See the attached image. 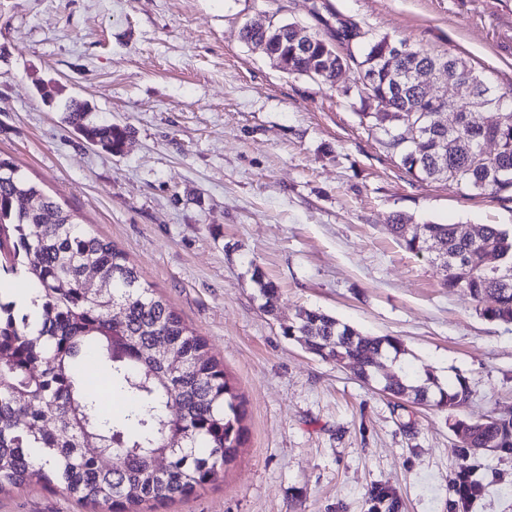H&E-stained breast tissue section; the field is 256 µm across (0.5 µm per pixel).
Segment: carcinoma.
<instances>
[{
  "mask_svg": "<svg viewBox=\"0 0 512 512\" xmlns=\"http://www.w3.org/2000/svg\"><path fill=\"white\" fill-rule=\"evenodd\" d=\"M297 23H276L264 32L245 26V42L266 41L284 71L336 83L352 65L362 84L360 121L398 149L406 171L421 181H446L479 192L512 190V104L502 101L495 119L474 127L469 113L448 110V100L425 96L406 81L393 91L394 73L445 64L471 82L477 93L471 107L483 105V79L452 55L422 50L395 64L384 51L395 39L371 36L352 24L338 38L353 42L358 54L342 58L334 44L317 34L295 40ZM333 59L336 68L324 64ZM456 117L448 142V166H440L443 132L436 128L407 147L394 132L426 113ZM67 123L87 132L103 149L118 154L125 129L92 119L85 102L65 106ZM492 140L493 154L479 144ZM12 173L0 179V273L24 278L33 291L34 310L19 312L14 301H0V493L32 482L58 485L80 502L108 512H145L186 498L215 482L237 457L245 441L243 402L222 367L155 289L141 281L127 256L78 222L29 181L10 158L0 156ZM393 233L419 256L430 242L448 253L441 284L461 288L480 303L489 321L512 323V230L478 225V240L460 224H420L404 230L395 219ZM495 254L499 263L487 267ZM252 280L260 309L276 316L277 286L255 268ZM123 310L120 318L113 312ZM284 335L306 340L323 360L353 362L365 382L380 385L396 398L453 410L470 397L466 380L443 386L430 374L386 381L376 362L398 361L407 354L393 336H364L319 308H301L282 325ZM94 358L109 369L113 390L131 407L124 419L104 416L96 394L85 383V365ZM453 433L466 447L512 451V418L455 420ZM102 448L116 458L115 469L100 466L86 452Z\"/></svg>",
  "mask_w": 512,
  "mask_h": 512,
  "instance_id": "obj_1",
  "label": "carcinoma"
}]
</instances>
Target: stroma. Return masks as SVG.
I'll return each instance as SVG.
<instances>
[{"mask_svg": "<svg viewBox=\"0 0 512 512\" xmlns=\"http://www.w3.org/2000/svg\"><path fill=\"white\" fill-rule=\"evenodd\" d=\"M261 15L405 39L512 97V0H0V155L127 254L244 403L247 441L223 478L154 512H387L380 491L396 512H512V452L472 454L449 427L512 416V323L442 288L390 231L399 216L512 229V192L412 178L361 124L354 70L315 81L241 39ZM73 98L126 129L121 154L65 122ZM302 307L400 338L387 373L464 377L468 403L392 398L311 354L281 330ZM465 464L484 486L466 508ZM0 512L92 510L34 482L0 493ZM252 280L257 286L258 297L262 302L260 305L261 310L268 316H277V286L272 281L266 280L264 274L258 268L253 270Z\"/></svg>", "mask_w": 512, "mask_h": 512, "instance_id": "obj_1", "label": "stroma"}]
</instances>
